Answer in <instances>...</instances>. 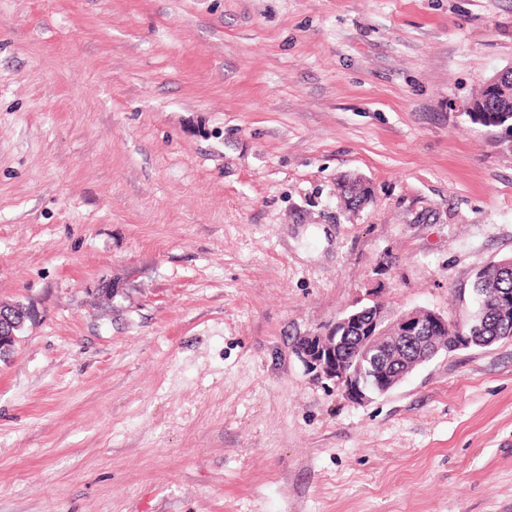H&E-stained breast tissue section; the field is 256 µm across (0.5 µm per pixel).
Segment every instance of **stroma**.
Instances as JSON below:
<instances>
[{
    "instance_id": "1",
    "label": "stroma",
    "mask_w": 512,
    "mask_h": 512,
    "mask_svg": "<svg viewBox=\"0 0 512 512\" xmlns=\"http://www.w3.org/2000/svg\"><path fill=\"white\" fill-rule=\"evenodd\" d=\"M509 68L512 0H0V512H512V340L365 403L294 352L466 321ZM504 82L507 92H491L473 100V109L465 112L471 121L500 129L512 125V71ZM365 184L358 177L345 178L338 184L337 191L346 209H354L356 206L370 201L371 198L368 197V189ZM6 306L9 309V313H4L3 320L0 316V358L9 354L18 341V336L15 331L18 330L26 320L36 318V312L31 307L25 308L19 303ZM1 321L3 323L2 326ZM1 328L4 333L1 332Z\"/></svg>"
}]
</instances>
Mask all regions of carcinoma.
Segmentation results:
<instances>
[{"instance_id": "obj_1", "label": "carcinoma", "mask_w": 512, "mask_h": 512, "mask_svg": "<svg viewBox=\"0 0 512 512\" xmlns=\"http://www.w3.org/2000/svg\"><path fill=\"white\" fill-rule=\"evenodd\" d=\"M505 93L491 92L477 97L467 111L471 121L486 127L508 128L512 135V73L506 79ZM348 209L370 201L365 182L349 177L337 187ZM474 292L478 302L464 332L471 345L486 347L500 340L512 339V256L481 269L475 277Z\"/></svg>"}]
</instances>
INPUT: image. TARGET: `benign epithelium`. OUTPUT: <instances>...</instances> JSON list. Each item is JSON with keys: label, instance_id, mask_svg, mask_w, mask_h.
<instances>
[{"label": "benign epithelium", "instance_id": "7a95c632", "mask_svg": "<svg viewBox=\"0 0 512 512\" xmlns=\"http://www.w3.org/2000/svg\"><path fill=\"white\" fill-rule=\"evenodd\" d=\"M0 321V358L9 354L18 341L16 330L36 318L33 308L16 303ZM364 305L336 320L325 333L306 336L296 347V355L320 377L332 381L350 400L367 402L376 395L393 389L420 365L448 349V337L429 335L434 324L448 326V318L433 311L423 315L419 310L404 312L390 319L378 309L365 324H360ZM358 329V356L349 359L341 354L344 337L339 331Z\"/></svg>", "mask_w": 512, "mask_h": 512}]
</instances>
